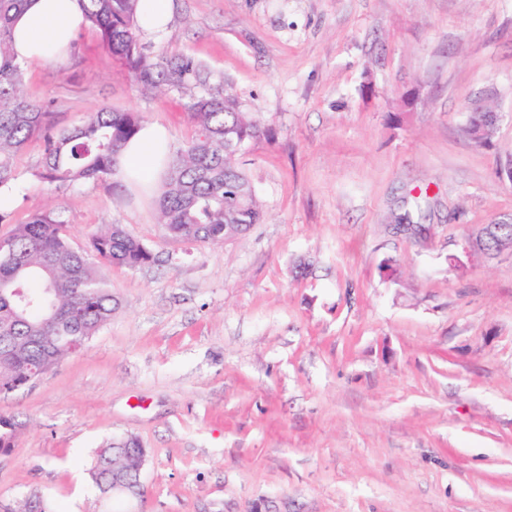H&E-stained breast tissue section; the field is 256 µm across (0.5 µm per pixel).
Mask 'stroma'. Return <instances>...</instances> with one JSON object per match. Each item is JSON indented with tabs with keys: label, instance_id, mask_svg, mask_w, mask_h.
Returning a JSON list of instances; mask_svg holds the SVG:
<instances>
[{
	"label": "stroma",
	"instance_id": "obj_1",
	"mask_svg": "<svg viewBox=\"0 0 512 512\" xmlns=\"http://www.w3.org/2000/svg\"><path fill=\"white\" fill-rule=\"evenodd\" d=\"M175 2L141 41L207 66L261 125L237 163L264 219L176 239L119 177L41 183L28 141L0 237L58 200L75 243L119 224L155 260L112 268L111 321L0 394V505L36 488L62 512H512V252L448 265L512 217V0ZM75 43L24 66L57 124L107 106L170 150L193 138L178 94L142 92L92 28ZM483 94L501 118L478 143ZM404 211L424 236L392 234ZM126 435L149 452L144 495L108 504L89 470Z\"/></svg>",
	"mask_w": 512,
	"mask_h": 512
}]
</instances>
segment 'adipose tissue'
<instances>
[{
	"instance_id": "obj_1",
	"label": "adipose tissue",
	"mask_w": 512,
	"mask_h": 512,
	"mask_svg": "<svg viewBox=\"0 0 512 512\" xmlns=\"http://www.w3.org/2000/svg\"><path fill=\"white\" fill-rule=\"evenodd\" d=\"M87 25L79 0H28L13 28V51L18 62L55 58ZM168 152L163 126L148 124L128 145L119 175L137 178L141 187H151L160 170V158Z\"/></svg>"
}]
</instances>
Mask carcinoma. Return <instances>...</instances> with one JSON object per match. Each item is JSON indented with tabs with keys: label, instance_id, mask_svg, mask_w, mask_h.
I'll list each match as a JSON object with an SVG mask.
<instances>
[{
	"label": "carcinoma",
	"instance_id": "carcinoma-1",
	"mask_svg": "<svg viewBox=\"0 0 512 512\" xmlns=\"http://www.w3.org/2000/svg\"><path fill=\"white\" fill-rule=\"evenodd\" d=\"M89 25L107 52L122 61L145 93L175 92L187 99L197 135L169 157L156 199L158 223L166 233L221 246L224 225L246 233L263 214L236 156L262 129L240 109L230 92L212 91V75L184 53L154 55L140 42V0H80ZM27 0H0V188L18 178L15 159L33 137L43 142L35 171L56 189L103 181L122 167L124 151L143 128L138 112L99 108L82 124L61 127L56 102L35 100L26 90L24 68L12 52V29ZM494 249H512V223L500 225ZM152 251L111 224L83 247L73 244L59 206L31 215L0 238V393H10L52 370L81 350L112 320L118 302L107 271L153 261ZM20 288L23 298L11 294ZM146 449L125 436L101 448L91 477L110 501L139 488ZM12 512H61L32 489Z\"/></svg>",
	"mask_w": 512,
	"mask_h": 512
}]
</instances>
